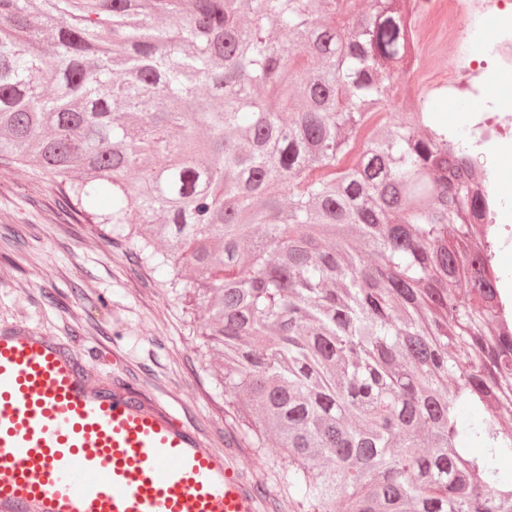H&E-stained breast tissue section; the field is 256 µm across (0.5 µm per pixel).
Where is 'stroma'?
Returning <instances> with one entry per match:
<instances>
[{
    "instance_id": "stroma-1",
    "label": "stroma",
    "mask_w": 512,
    "mask_h": 512,
    "mask_svg": "<svg viewBox=\"0 0 512 512\" xmlns=\"http://www.w3.org/2000/svg\"><path fill=\"white\" fill-rule=\"evenodd\" d=\"M57 190L30 170L0 162V326L25 322L71 338L99 369L170 403L235 470L261 483L279 512H289L279 478L281 453L264 462L227 447L224 394L211 345L190 321L204 305L177 295L165 274L136 264L129 243L108 226L64 215ZM98 315L89 318L87 306Z\"/></svg>"
}]
</instances>
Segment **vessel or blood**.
<instances>
[{
	"label": "vessel or blood",
	"instance_id": "obj_1",
	"mask_svg": "<svg viewBox=\"0 0 512 512\" xmlns=\"http://www.w3.org/2000/svg\"><path fill=\"white\" fill-rule=\"evenodd\" d=\"M0 512H259L223 451L70 341L0 328Z\"/></svg>",
	"mask_w": 512,
	"mask_h": 512
}]
</instances>
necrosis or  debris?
<instances>
[{"label": "necrosis or debris", "mask_w": 512, "mask_h": 512, "mask_svg": "<svg viewBox=\"0 0 512 512\" xmlns=\"http://www.w3.org/2000/svg\"><path fill=\"white\" fill-rule=\"evenodd\" d=\"M448 94L478 99L470 141L495 161L512 158V92L492 91V72L512 66V0H448Z\"/></svg>", "instance_id": "4bbe7bcc"}]
</instances>
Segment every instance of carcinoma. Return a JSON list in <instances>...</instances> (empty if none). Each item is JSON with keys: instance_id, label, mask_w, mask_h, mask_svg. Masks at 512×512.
Instances as JSON below:
<instances>
[{"instance_id": "1", "label": "carcinoma", "mask_w": 512, "mask_h": 512, "mask_svg": "<svg viewBox=\"0 0 512 512\" xmlns=\"http://www.w3.org/2000/svg\"><path fill=\"white\" fill-rule=\"evenodd\" d=\"M370 2L0 0V161L207 302L227 442L274 441L301 512H512L481 155L388 120L406 4Z\"/></svg>"}]
</instances>
